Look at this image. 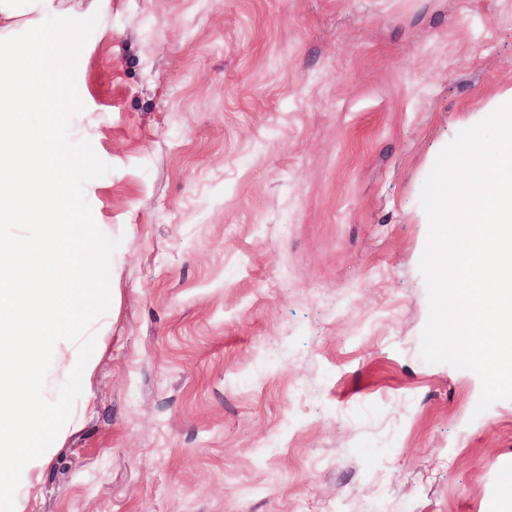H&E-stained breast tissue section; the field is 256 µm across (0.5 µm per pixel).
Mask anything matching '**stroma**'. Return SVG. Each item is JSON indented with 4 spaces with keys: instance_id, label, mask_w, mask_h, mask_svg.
<instances>
[{
    "instance_id": "35a3bbf8",
    "label": "stroma",
    "mask_w": 512,
    "mask_h": 512,
    "mask_svg": "<svg viewBox=\"0 0 512 512\" xmlns=\"http://www.w3.org/2000/svg\"><path fill=\"white\" fill-rule=\"evenodd\" d=\"M119 240L23 512H512V399L422 355L420 194L512 92V0H62ZM80 344L60 340L56 401Z\"/></svg>"
}]
</instances>
